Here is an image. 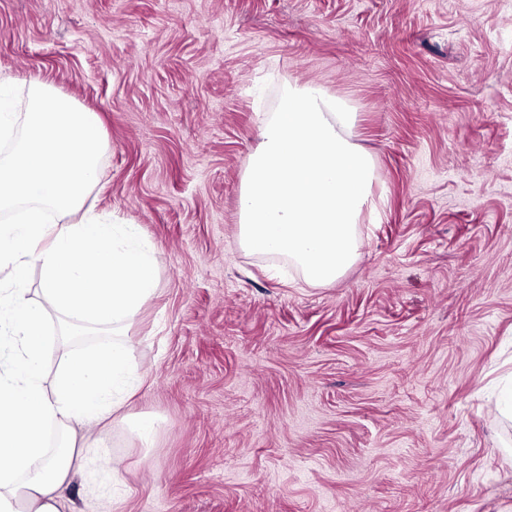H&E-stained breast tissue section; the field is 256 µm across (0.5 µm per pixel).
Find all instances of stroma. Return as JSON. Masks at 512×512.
I'll return each instance as SVG.
<instances>
[{
    "label": "stroma",
    "instance_id": "35a3bbf8",
    "mask_svg": "<svg viewBox=\"0 0 512 512\" xmlns=\"http://www.w3.org/2000/svg\"><path fill=\"white\" fill-rule=\"evenodd\" d=\"M0 76L99 115L96 207L156 258L144 383L89 449L106 512H512V0H0ZM308 84L383 202L324 286L238 243L259 127Z\"/></svg>",
    "mask_w": 512,
    "mask_h": 512
}]
</instances>
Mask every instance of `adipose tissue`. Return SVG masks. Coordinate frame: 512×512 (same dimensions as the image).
Returning a JSON list of instances; mask_svg holds the SVG:
<instances>
[{"label": "adipose tissue", "instance_id": "ef3b65f1", "mask_svg": "<svg viewBox=\"0 0 512 512\" xmlns=\"http://www.w3.org/2000/svg\"><path fill=\"white\" fill-rule=\"evenodd\" d=\"M356 115L316 86L291 88L261 127L239 198V244L287 258L306 282L336 281L354 263L363 214L378 216L371 156L354 140ZM0 512H60V493L87 462L73 427H95L120 410L142 380L124 334L153 294L155 259L133 224L91 206L105 191L96 113L31 79L27 94L0 83ZM40 271L41 302L29 298ZM77 331L111 332L110 343L62 351L45 386L48 313ZM66 435L49 448L48 428Z\"/></svg>", "mask_w": 512, "mask_h": 512}]
</instances>
